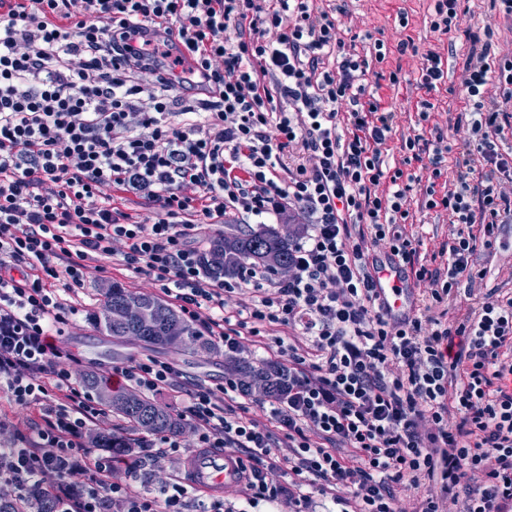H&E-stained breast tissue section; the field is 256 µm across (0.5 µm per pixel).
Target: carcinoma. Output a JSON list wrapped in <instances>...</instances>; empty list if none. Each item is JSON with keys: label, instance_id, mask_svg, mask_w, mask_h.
Listing matches in <instances>:
<instances>
[{"label": "carcinoma", "instance_id": "obj_1", "mask_svg": "<svg viewBox=\"0 0 512 512\" xmlns=\"http://www.w3.org/2000/svg\"><path fill=\"white\" fill-rule=\"evenodd\" d=\"M294 235H282L267 224L242 229L226 234L212 242L209 250L203 253V265L207 274L214 278H233L253 265L263 264L280 270L288 269L292 259ZM130 299L138 300L148 310V318L139 326L133 322L117 323L112 319V311ZM94 323L103 333L113 337L134 336L149 344L174 345L189 342V347L202 354L214 351L213 343L192 323L186 321L164 301L146 292H132L118 285L108 289L103 303L93 314ZM246 391L252 390L256 382L263 386L269 399L282 396L288 387V368L285 365L264 361H242L237 365ZM82 383L96 392L112 408V412L134 431L146 433H181L184 426L163 404L148 397L128 391L114 392L93 375L87 374ZM98 448L128 452L130 440L117 435L99 432L94 436Z\"/></svg>", "mask_w": 512, "mask_h": 512}]
</instances>
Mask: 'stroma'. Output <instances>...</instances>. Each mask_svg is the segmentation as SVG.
Listing matches in <instances>:
<instances>
[{
  "label": "stroma",
  "instance_id": "1",
  "mask_svg": "<svg viewBox=\"0 0 512 512\" xmlns=\"http://www.w3.org/2000/svg\"><path fill=\"white\" fill-rule=\"evenodd\" d=\"M349 16L345 23L353 33H371L383 41L390 54L384 62L371 63L367 74L368 83H380V95L393 112L399 135L412 134L417 128L416 103L423 91L417 84L421 67L420 52L442 48L446 57L444 80L439 90L432 92L431 100L438 110V122L457 119L466 105L461 97V82L470 62L481 56L486 40L484 23H492L495 36L492 42L496 57L512 58V21L499 16L491 0H463L455 32L442 35L433 32L426 19V0H346ZM409 15L408 27H401L400 12ZM413 40L418 55H399L396 48L401 41ZM400 70L399 84H390L388 74ZM120 285L136 292H153V285L145 278H131L110 269L92 272L75 305L78 309L65 335L59 337L60 347L72 350L81 357L73 368L74 377L102 365L121 362L132 357L152 356L170 362L180 369L186 379L217 383L224 377V356L213 354L199 356L187 347L152 345L126 337L123 339L103 335L87 318L91 308L99 303L105 288Z\"/></svg>",
  "mask_w": 512,
  "mask_h": 512
}]
</instances>
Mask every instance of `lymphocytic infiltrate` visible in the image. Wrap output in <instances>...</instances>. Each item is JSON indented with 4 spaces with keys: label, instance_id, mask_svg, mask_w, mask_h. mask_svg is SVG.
<instances>
[{
    "label": "lymphocytic infiltrate",
    "instance_id": "f902f5d3",
    "mask_svg": "<svg viewBox=\"0 0 512 512\" xmlns=\"http://www.w3.org/2000/svg\"><path fill=\"white\" fill-rule=\"evenodd\" d=\"M345 13L317 0H13L0 12V395L36 415L24 429L0 416L14 433L0 448V499L14 512L36 489L54 512H240L178 481L135 490L140 463L85 446L112 418L54 337L88 270L109 263L150 278L225 357L277 332L288 391L258 416L234 372L187 384L149 356L100 371L147 394L184 393L177 416L199 447L236 455L248 506L512 512V291L471 302L486 275L478 247L512 223V113L485 104L491 74L512 86V59L484 54L466 71L471 137L456 177L426 99L428 133L406 137L393 162L396 114L366 83L388 50L374 41L369 60L346 47ZM148 24L176 31L215 97H179L172 48L142 39ZM294 150L304 161L292 167ZM416 207L448 216L438 264L407 230ZM292 210L304 228L287 273L203 272L197 244L212 226ZM380 246L427 287L402 321L373 291Z\"/></svg>",
    "mask_w": 512,
    "mask_h": 512
}]
</instances>
